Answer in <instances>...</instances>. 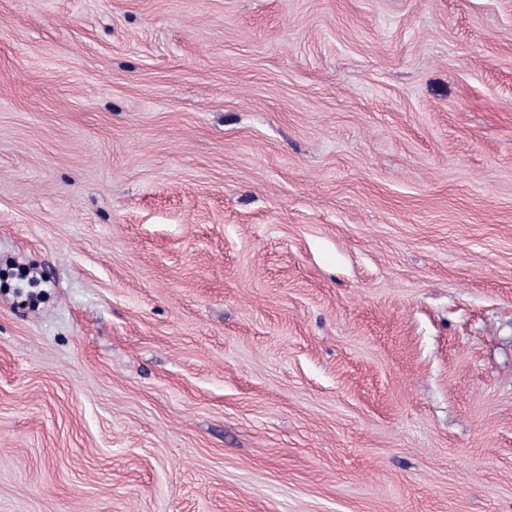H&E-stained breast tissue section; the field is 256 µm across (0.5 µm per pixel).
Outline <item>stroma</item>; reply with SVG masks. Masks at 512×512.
<instances>
[{
  "mask_svg": "<svg viewBox=\"0 0 512 512\" xmlns=\"http://www.w3.org/2000/svg\"><path fill=\"white\" fill-rule=\"evenodd\" d=\"M0 512H512V0H0Z\"/></svg>",
  "mask_w": 512,
  "mask_h": 512,
  "instance_id": "obj_1",
  "label": "stroma"
}]
</instances>
